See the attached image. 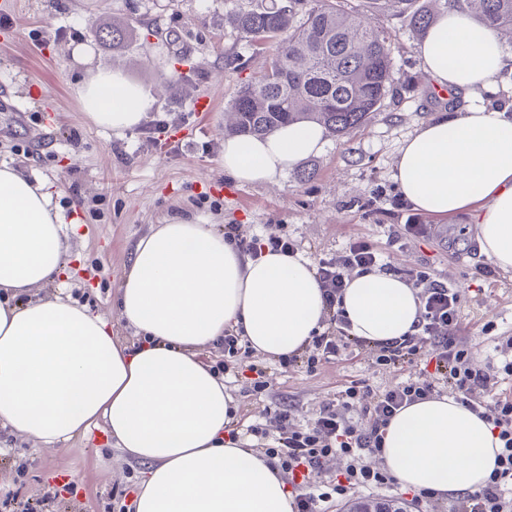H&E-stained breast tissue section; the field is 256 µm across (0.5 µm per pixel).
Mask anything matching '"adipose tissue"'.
<instances>
[{
  "instance_id": "1",
  "label": "adipose tissue",
  "mask_w": 512,
  "mask_h": 512,
  "mask_svg": "<svg viewBox=\"0 0 512 512\" xmlns=\"http://www.w3.org/2000/svg\"><path fill=\"white\" fill-rule=\"evenodd\" d=\"M435 88L464 96L452 116L422 124L401 145L393 179L411 209L474 224L480 254L512 271V102H485L512 71V52L468 11L438 14L419 45ZM88 119L116 134L148 119L150 100L118 71L80 81ZM324 129L280 127L262 138L224 139V171L243 184L275 186L321 154ZM66 222L46 185L0 164V426L41 446L104 425L148 470L135 512H292L282 472L232 444L237 408L224 379L198 356L245 336L255 353H300L326 310L316 270L302 254L250 255L213 225L175 221L140 237L111 323L61 297L40 296L62 276ZM348 332L369 344L417 331L423 306L399 275H352L341 304ZM501 449L487 421L451 396L401 409L389 422L382 461L399 484L443 497L483 485Z\"/></svg>"
}]
</instances>
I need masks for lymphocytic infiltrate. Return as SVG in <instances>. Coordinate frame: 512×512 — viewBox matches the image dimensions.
Segmentation results:
<instances>
[{
	"instance_id": "obj_1",
	"label": "lymphocytic infiltrate",
	"mask_w": 512,
	"mask_h": 512,
	"mask_svg": "<svg viewBox=\"0 0 512 512\" xmlns=\"http://www.w3.org/2000/svg\"><path fill=\"white\" fill-rule=\"evenodd\" d=\"M380 260L381 253L372 242L356 238L341 255L319 261L316 274L329 310V325L313 336L307 369H314L320 359L338 356L355 346L340 308L346 278L352 270L371 271ZM414 284L423 303L417 333L376 347L369 355L376 365L400 369L413 363L424 348L434 349L433 378H409L378 390L362 381H351L336 400L322 405L317 418L304 429L294 424L290 408L275 409L281 432L265 454L276 459L288 476L299 477L295 512H320L322 504L332 502L352 505L355 512H401V504L408 499L397 479L378 461L383 431L401 408L445 392L485 418L497 430L502 444L496 467L485 484L458 496L452 512H512V338L495 347L503 358L499 375L473 368L471 345L449 332L460 317L456 293L425 271L416 273ZM355 409L360 412L356 419L351 416ZM371 455L376 456V463H368ZM335 456L346 459L345 470L324 478L323 463ZM435 500L433 492L423 490L408 501L430 508Z\"/></svg>"
}]
</instances>
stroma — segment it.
Segmentation results:
<instances>
[{"instance_id":"35a3bbf8","label":"stroma","mask_w":512,"mask_h":512,"mask_svg":"<svg viewBox=\"0 0 512 512\" xmlns=\"http://www.w3.org/2000/svg\"><path fill=\"white\" fill-rule=\"evenodd\" d=\"M249 0H0V163L48 186L69 235L64 277L45 288L87 305L130 332L115 306L118 287L137 240L151 225L171 220L233 227L240 237L285 236L311 262L342 252L351 239L371 240L387 270L411 278L424 270L459 297L458 336L474 348L472 364L494 367L496 337L512 336V272L484 277L474 225L412 213L397 205L392 171L402 142L422 123L447 113L417 56L420 35L391 11L375 15L387 31L394 83L378 112L349 134L329 136L322 154L302 163L313 178L289 171L279 187L241 184L225 174V109L240 83L258 78L277 51L256 47L226 23L227 12ZM111 15L130 37L120 47L102 42L97 23ZM88 49L77 61L73 47ZM122 72L152 101L145 128L116 135L95 127L82 110L78 79L97 69ZM428 225L427 236L404 239L407 218ZM492 324L484 333V324ZM201 359L224 370L223 348H205ZM263 368V376L252 365ZM421 366L382 368L366 355L343 351L314 371L282 369L256 354L225 372L238 405L239 428L261 420L263 407L290 406L298 425L314 421L322 404L351 380L386 387L415 377ZM264 389L254 392L255 379ZM145 464L116 448L103 427L91 428L54 450L37 449L0 430V512L42 501L43 512H119L140 486Z\"/></svg>"}]
</instances>
